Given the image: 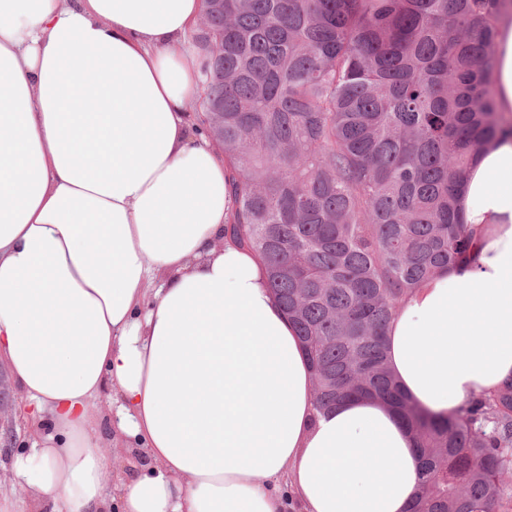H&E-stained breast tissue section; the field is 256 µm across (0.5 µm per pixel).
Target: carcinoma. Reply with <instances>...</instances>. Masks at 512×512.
Here are the masks:
<instances>
[{
	"instance_id": "obj_1",
	"label": "carcinoma",
	"mask_w": 512,
	"mask_h": 512,
	"mask_svg": "<svg viewBox=\"0 0 512 512\" xmlns=\"http://www.w3.org/2000/svg\"><path fill=\"white\" fill-rule=\"evenodd\" d=\"M195 109L229 163L235 242L264 263L315 376V410L367 397L411 432L410 512H500L512 383L450 413L401 389L386 330L422 281L472 260L468 169L505 133L496 22L512 0H211Z\"/></svg>"
}]
</instances>
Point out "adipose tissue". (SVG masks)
<instances>
[{
	"label": "adipose tissue",
	"instance_id": "obj_1",
	"mask_svg": "<svg viewBox=\"0 0 512 512\" xmlns=\"http://www.w3.org/2000/svg\"><path fill=\"white\" fill-rule=\"evenodd\" d=\"M203 0H0V370L34 434L9 468L67 512H407L413 438L382 403L313 406L263 263L229 240L224 157L189 101ZM496 105L512 112V18ZM460 208L478 258L420 283L387 330L422 407L512 380V140ZM146 457L99 449L92 401Z\"/></svg>",
	"mask_w": 512,
	"mask_h": 512
}]
</instances>
